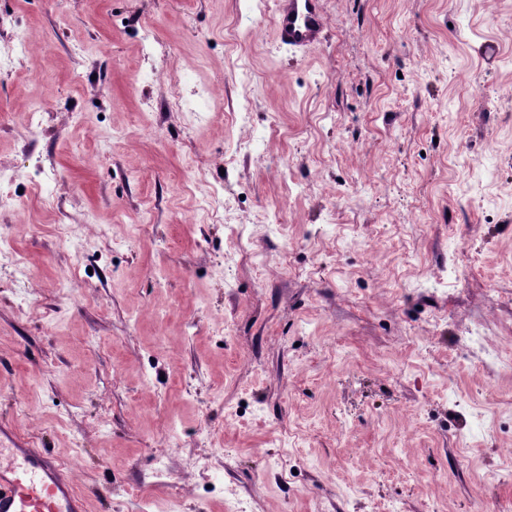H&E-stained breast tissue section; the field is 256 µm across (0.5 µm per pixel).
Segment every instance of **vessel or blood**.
I'll return each instance as SVG.
<instances>
[{
  "instance_id": "b4317fda",
  "label": "vessel or blood",
  "mask_w": 512,
  "mask_h": 512,
  "mask_svg": "<svg viewBox=\"0 0 512 512\" xmlns=\"http://www.w3.org/2000/svg\"><path fill=\"white\" fill-rule=\"evenodd\" d=\"M273 25L281 45L306 50L321 44L327 26L322 0H276ZM0 512H91L59 459L44 448L0 444Z\"/></svg>"
}]
</instances>
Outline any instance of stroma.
<instances>
[{
  "instance_id": "1",
  "label": "stroma",
  "mask_w": 512,
  "mask_h": 512,
  "mask_svg": "<svg viewBox=\"0 0 512 512\" xmlns=\"http://www.w3.org/2000/svg\"><path fill=\"white\" fill-rule=\"evenodd\" d=\"M324 9L0 0V442L95 512H512V0ZM272 20L278 42L297 50L321 44L327 26L322 0H277Z\"/></svg>"
}]
</instances>
